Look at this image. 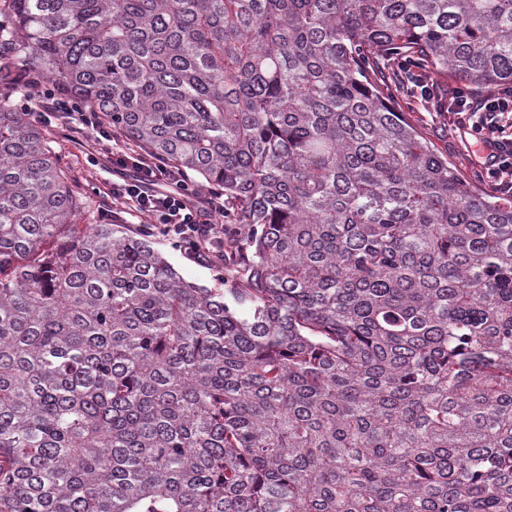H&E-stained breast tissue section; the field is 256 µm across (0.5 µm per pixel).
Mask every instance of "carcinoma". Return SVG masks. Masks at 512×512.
<instances>
[{"label": "carcinoma", "instance_id": "1", "mask_svg": "<svg viewBox=\"0 0 512 512\" xmlns=\"http://www.w3.org/2000/svg\"><path fill=\"white\" fill-rule=\"evenodd\" d=\"M40 71L224 192V291L0 99V512H512V201L380 76L512 83V0H0Z\"/></svg>", "mask_w": 512, "mask_h": 512}]
</instances>
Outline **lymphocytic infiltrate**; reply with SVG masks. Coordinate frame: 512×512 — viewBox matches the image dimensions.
Segmentation results:
<instances>
[{
  "label": "lymphocytic infiltrate",
  "instance_id": "1",
  "mask_svg": "<svg viewBox=\"0 0 512 512\" xmlns=\"http://www.w3.org/2000/svg\"><path fill=\"white\" fill-rule=\"evenodd\" d=\"M400 79L413 92L448 112L451 126L470 137V166L475 177L495 195L512 199V85L475 95L463 83L441 97L434 84L405 65ZM34 102L31 118L43 126L60 121L72 141L91 140L94 151L114 179L99 188L104 199L119 203L137 218L146 234L160 233L185 254L207 268L224 267V196L200 194L187 173L125 142L99 113L81 106L58 88L30 80L23 94Z\"/></svg>",
  "mask_w": 512,
  "mask_h": 512
}]
</instances>
